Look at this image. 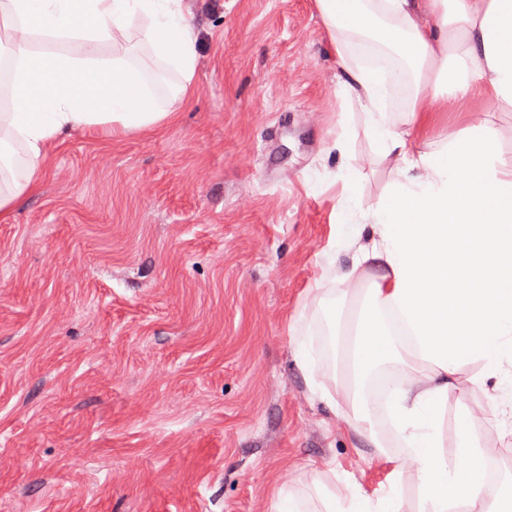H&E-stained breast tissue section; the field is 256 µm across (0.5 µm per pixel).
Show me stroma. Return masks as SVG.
I'll return each mask as SVG.
<instances>
[{"label":"stroma","instance_id":"35a3bbf8","mask_svg":"<svg viewBox=\"0 0 512 512\" xmlns=\"http://www.w3.org/2000/svg\"><path fill=\"white\" fill-rule=\"evenodd\" d=\"M192 99L160 132H76L0 215V512H274L287 484L319 507L337 478L375 497L416 474L386 419L368 447L313 395L295 339L329 382L351 310L334 238L396 178L365 132L314 0H184ZM490 120L512 160V106L474 97L448 130ZM448 391L445 454L512 366ZM483 432L512 477V417Z\"/></svg>","mask_w":512,"mask_h":512}]
</instances>
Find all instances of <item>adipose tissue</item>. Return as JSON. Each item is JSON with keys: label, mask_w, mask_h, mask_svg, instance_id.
Segmentation results:
<instances>
[{"label": "adipose tissue", "mask_w": 512, "mask_h": 512, "mask_svg": "<svg viewBox=\"0 0 512 512\" xmlns=\"http://www.w3.org/2000/svg\"><path fill=\"white\" fill-rule=\"evenodd\" d=\"M183 0H0L15 64L0 97V214L34 192L47 149L74 131L116 135L160 131L176 113L158 103L143 69L128 57L102 58L104 43L147 22L156 62L178 74L172 95L187 99L197 64V36ZM342 73L339 93L355 97L380 160L399 180L365 219L375 229L346 273L360 307L337 344L332 386L315 392L329 411L355 414L356 429L386 412L406 449L404 467L419 484L411 512H512V488L486 489L479 417L464 413L459 442L446 458L441 421L455 374L473 362L485 374L512 365V161L486 124L448 133L421 148L417 131L433 124L439 95L463 103L481 91L512 106V0H315ZM79 41L72 56L34 50L35 37ZM386 48L410 76L400 122L388 120L393 70L364 56ZM390 362L408 364L387 401L361 397V376ZM323 512H401L390 486L380 500L349 481L319 492Z\"/></svg>", "instance_id": "1"}]
</instances>
